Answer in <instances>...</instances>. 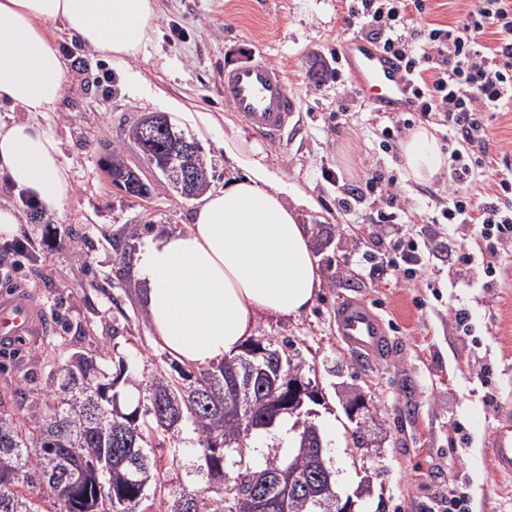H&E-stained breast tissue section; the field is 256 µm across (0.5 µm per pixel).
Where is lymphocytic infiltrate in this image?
Wrapping results in <instances>:
<instances>
[{
	"label": "lymphocytic infiltrate",
	"mask_w": 512,
	"mask_h": 512,
	"mask_svg": "<svg viewBox=\"0 0 512 512\" xmlns=\"http://www.w3.org/2000/svg\"><path fill=\"white\" fill-rule=\"evenodd\" d=\"M347 22L361 29L403 65L422 117L443 116L458 138L477 147V165L455 153L448 201L440 216L448 224L472 225L486 240L479 260L494 271L500 249L512 247V209L498 197L477 200L469 192L475 169L491 163L488 115L512 106V0H475L466 24L421 25L426 0H344ZM495 37L485 44L483 35Z\"/></svg>",
	"instance_id": "1"
}]
</instances>
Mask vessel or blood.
Listing matches in <instances>:
<instances>
[{
    "label": "vessel or blood",
    "mask_w": 512,
    "mask_h": 512,
    "mask_svg": "<svg viewBox=\"0 0 512 512\" xmlns=\"http://www.w3.org/2000/svg\"><path fill=\"white\" fill-rule=\"evenodd\" d=\"M341 55L360 92L382 112H408L414 97L403 69L378 45L359 38L341 42ZM224 98L259 136L281 139L294 115L295 103L279 70L259 57L227 65L222 71ZM336 322L348 347L379 352L387 341L378 316L368 307L346 303L336 309ZM42 333L38 310L25 297L0 300V350L9 352ZM493 469L512 476V423L504 422L487 450Z\"/></svg>",
    "instance_id": "vessel-or-blood-1"
}]
</instances>
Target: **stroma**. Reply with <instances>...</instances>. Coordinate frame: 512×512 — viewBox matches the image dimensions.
<instances>
[{"label":"stroma","instance_id":"stroma-1","mask_svg":"<svg viewBox=\"0 0 512 512\" xmlns=\"http://www.w3.org/2000/svg\"><path fill=\"white\" fill-rule=\"evenodd\" d=\"M340 0H157L158 34L146 59L118 66L82 50L60 34L68 78L56 111L40 121L62 143L75 194L63 216L26 210L21 235L39 249L17 275L46 320L40 339L0 352V409L17 411V382L28 399L54 385L69 354L101 356L102 369L170 372L173 358L156 340L131 271L117 248L136 251L138 240L192 222L190 200L162 188L146 199L126 195L104 170L107 145L123 143L144 113L170 109L209 112L221 127L244 129L224 99L223 65L256 51L283 74L297 112L280 142L264 141L271 169L310 197L303 223L325 227L327 242L315 253L323 285L313 305L297 317H259L253 338L278 341L303 360L323 399L315 423L335 420L339 432L327 455L340 494L354 493L362 477L371 491L357 512H445L449 485L467 493L470 512H512V480L499 479L486 455L495 428L512 419V256L495 273L463 257L479 250L467 225L442 226L428 261L393 269L386 244L406 238L412 224H380L385 199L365 194L344 205L346 187L368 169L396 178L401 195L421 217L435 215L448 198V175L420 184L407 178L400 148H385L389 115L377 112L357 92L339 42L351 35ZM328 68L312 77L314 59ZM139 74L146 90L130 93L124 73ZM196 137L209 167V185L224 187L242 177L212 135ZM342 183L328 181L327 170ZM138 225L135 238L126 225ZM367 303L382 319L392 347L375 359L351 350L336 327V309ZM468 317L466 326L456 311ZM363 394L371 417L369 454L356 458V439L343 405ZM192 423L152 433L161 464L158 498L179 495L189 485L173 451L188 455Z\"/></svg>","mask_w":512,"mask_h":512}]
</instances>
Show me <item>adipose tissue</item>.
<instances>
[{"mask_svg": "<svg viewBox=\"0 0 512 512\" xmlns=\"http://www.w3.org/2000/svg\"><path fill=\"white\" fill-rule=\"evenodd\" d=\"M156 19V0H0V108L23 113L0 120V179L45 213H63L75 193L59 141L34 119L55 110L67 82L55 26L98 57L124 63L146 57ZM219 144L243 177L194 199L191 224L144 238L135 258L156 337L198 369L237 353L258 317L302 314L322 286L311 234L299 221L301 194L243 131ZM401 151L407 175L421 183L448 165L424 125Z\"/></svg>", "mask_w": 512, "mask_h": 512, "instance_id": "adipose-tissue-1", "label": "adipose tissue"}]
</instances>
